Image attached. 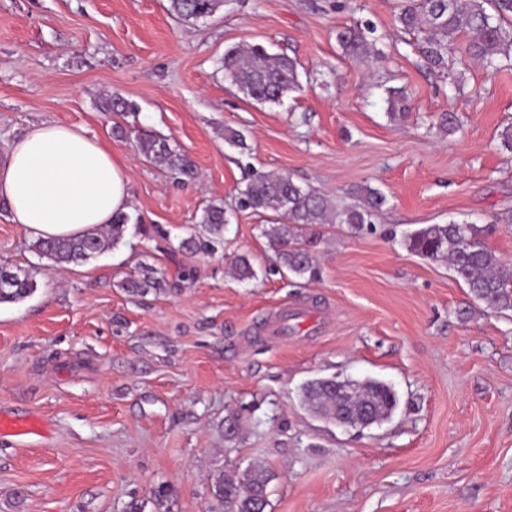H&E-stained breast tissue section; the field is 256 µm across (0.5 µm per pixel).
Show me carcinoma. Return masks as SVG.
Wrapping results in <instances>:
<instances>
[{
  "instance_id": "carcinoma-1",
  "label": "carcinoma",
  "mask_w": 512,
  "mask_h": 512,
  "mask_svg": "<svg viewBox=\"0 0 512 512\" xmlns=\"http://www.w3.org/2000/svg\"><path fill=\"white\" fill-rule=\"evenodd\" d=\"M224 6V0H170V11L185 21H197L213 15ZM396 22L413 34L426 67L448 84L457 76L448 61L468 60L487 70L499 71L512 66V0H402ZM374 26L344 28L337 41L348 56L369 55L373 42L369 35ZM224 73L248 99L261 104H279L290 92L300 89L295 62L281 54H270L261 45L235 47L224 52ZM389 116L404 119L406 95L388 91ZM107 107L124 117L135 111V105L118 95L106 99ZM115 133L132 135L136 146L150 164L165 169L182 183L197 179V170L189 155L172 147L169 140L122 125ZM385 196L367 187L359 204L336 209L326 197L309 186L295 183L282 173H257L239 191V206L254 212L272 211L279 221L263 229V234L276 246L277 266L289 273L312 280L319 274L314 263V237L297 238L298 227L313 224H347L362 230L385 204ZM126 212L112 217L107 231H95L80 238H49L32 244L34 252L55 264H77L97 257L117 245L130 224ZM226 218L224 206L211 204L204 210L200 226L204 235H191L179 243V250L194 253L224 240ZM486 226L452 220L446 224H428L405 238L407 248L420 256L446 261L456 278L470 294L494 312L512 311V267L503 263L487 248ZM240 280L255 277L248 256L239 255L232 262ZM13 282L0 288V303L16 302L34 291V282L22 269L12 272ZM166 280L152 268L123 284L131 295L161 291ZM301 401L312 413L348 428H368L389 420L398 406V397L388 383L375 379L351 377L314 379L302 388ZM273 474L257 467L240 479L219 474L211 483V495L222 512H266L269 506L267 487Z\"/></svg>"
}]
</instances>
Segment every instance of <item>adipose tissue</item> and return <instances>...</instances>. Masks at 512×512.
<instances>
[{
	"label": "adipose tissue",
	"instance_id": "1",
	"mask_svg": "<svg viewBox=\"0 0 512 512\" xmlns=\"http://www.w3.org/2000/svg\"><path fill=\"white\" fill-rule=\"evenodd\" d=\"M0 200L27 237L75 238L128 211L130 170L84 126L33 124L0 162Z\"/></svg>",
	"mask_w": 512,
	"mask_h": 512
}]
</instances>
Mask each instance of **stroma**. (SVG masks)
Wrapping results in <instances>:
<instances>
[{"mask_svg":"<svg viewBox=\"0 0 512 512\" xmlns=\"http://www.w3.org/2000/svg\"><path fill=\"white\" fill-rule=\"evenodd\" d=\"M399 2L224 0L186 23L169 0H0V158L32 123L81 125L127 161L132 195L123 239L81 265L39 258L0 202V265L35 283L0 304V414L43 428L0 437V512H214L212 476L256 465L273 474L270 512H512V312L484 310L447 264L403 244L429 224H490L486 245L512 265V151L497 138L512 69L466 62L451 87L396 30ZM360 22L376 52L345 57L336 33ZM246 44L295 59L300 90L278 105L244 98L221 60ZM390 87L406 89L408 118H390ZM109 94L186 151L198 179L178 184L115 137ZM449 109L461 128L448 136L437 116ZM228 125L247 150L225 144ZM260 171L339 209L378 188L376 232L317 226L318 278L278 272L271 213L237 206ZM212 204L223 243L185 254ZM244 254L248 281L229 272ZM147 267L166 290L129 295L123 281ZM283 312L288 337L270 340ZM336 375L391 382L392 420L357 431L312 415L302 386Z\"/></svg>","mask_w":512,"mask_h":512,"instance_id":"obj_1","label":"stroma"}]
</instances>
